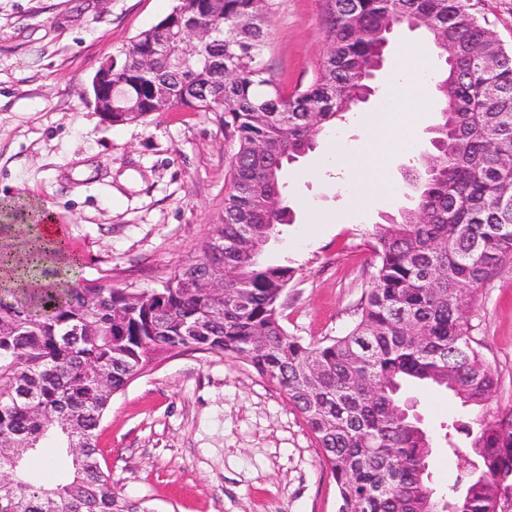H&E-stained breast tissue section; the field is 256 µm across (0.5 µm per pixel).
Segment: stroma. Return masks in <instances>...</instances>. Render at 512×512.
Masks as SVG:
<instances>
[{
  "instance_id": "stroma-1",
  "label": "stroma",
  "mask_w": 512,
  "mask_h": 512,
  "mask_svg": "<svg viewBox=\"0 0 512 512\" xmlns=\"http://www.w3.org/2000/svg\"><path fill=\"white\" fill-rule=\"evenodd\" d=\"M176 0H0V202L51 206L82 260L80 277L131 290L162 287L198 257L224 213L233 141L220 112H153L106 122L89 95L106 57L155 25ZM495 39L512 50V0H474ZM265 59L286 90L308 85L326 52L320 0H270ZM436 63L421 31L395 26L376 94L340 127L342 151L357 154L393 78L403 45ZM440 121L428 96L412 129V154L385 168L378 197L362 177L328 157L327 142L287 165L294 221L266 258L295 270L281 319L289 334L318 343L345 334L373 273L368 234L413 207L405 176L434 148ZM472 335L499 377L494 402L512 407V257L477 290ZM427 427L460 413L450 394L405 390ZM99 462L114 491L151 512H338L336 481L286 395L250 365L188 350L156 362L115 395L97 431ZM436 440L431 483L447 489L468 456Z\"/></svg>"
}]
</instances>
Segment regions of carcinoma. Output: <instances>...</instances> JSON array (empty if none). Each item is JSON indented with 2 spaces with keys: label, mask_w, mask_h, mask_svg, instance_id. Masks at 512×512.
Wrapping results in <instances>:
<instances>
[{
  "label": "carcinoma",
  "mask_w": 512,
  "mask_h": 512,
  "mask_svg": "<svg viewBox=\"0 0 512 512\" xmlns=\"http://www.w3.org/2000/svg\"><path fill=\"white\" fill-rule=\"evenodd\" d=\"M180 0L196 16L182 39L197 51L189 69L174 49L146 69L112 74L122 112L113 124L186 108L224 113L235 142L224 217L201 254L161 288L130 291L40 267L38 240L26 262L0 252L17 276L0 285V501L17 512H151L146 500L112 489L102 471L97 430L112 398L156 359L187 350L245 361L274 384L313 433L336 480L339 512H502L499 478L512 479V408L492 406L499 378L471 336V293L512 257V51L496 62L477 52L488 32L469 0H322L326 56L311 83L286 92L265 61L269 0ZM405 24L423 31L444 59L435 74L443 104L424 167L411 170L416 204L369 234L374 272L351 329L305 344L281 324L294 276L267 261L265 246L290 224L283 173L327 129L373 95L388 35ZM160 25L137 34L119 59L158 41ZM170 95L152 104L155 86ZM212 270L224 296L187 287ZM407 385L445 389L471 410L445 434L469 440L468 468L437 493L430 486L433 439L402 401ZM84 443L71 454V440ZM51 448L71 458L72 477L55 487L26 471Z\"/></svg>",
  "instance_id": "1"
}]
</instances>
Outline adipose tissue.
<instances>
[{"mask_svg":"<svg viewBox=\"0 0 512 512\" xmlns=\"http://www.w3.org/2000/svg\"><path fill=\"white\" fill-rule=\"evenodd\" d=\"M427 68L426 58L414 47H406L395 57V86L387 94L385 105L376 111L373 121L375 132L363 146L361 162L364 176L380 184L383 192L391 190L384 178L388 158L394 153L406 151L412 142V124L400 117V101L409 98L416 106H424L426 92L422 76Z\"/></svg>","mask_w":512,"mask_h":512,"instance_id":"1","label":"adipose tissue"}]
</instances>
